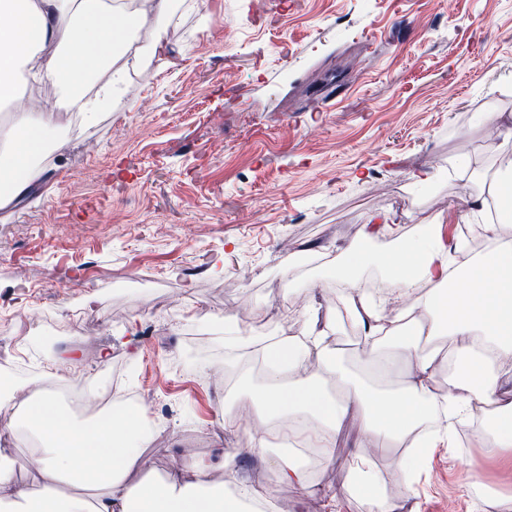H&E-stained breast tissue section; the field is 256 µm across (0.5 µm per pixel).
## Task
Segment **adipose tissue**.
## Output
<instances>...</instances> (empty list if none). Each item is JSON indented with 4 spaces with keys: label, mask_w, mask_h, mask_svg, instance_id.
Masks as SVG:
<instances>
[{
    "label": "adipose tissue",
    "mask_w": 512,
    "mask_h": 512,
    "mask_svg": "<svg viewBox=\"0 0 512 512\" xmlns=\"http://www.w3.org/2000/svg\"><path fill=\"white\" fill-rule=\"evenodd\" d=\"M170 0H0V101L10 98L26 77L50 82L71 106L94 119L122 90L128 72L115 52L147 20H164ZM42 109L17 110L0 127L8 160V186L0 201L20 196L37 176L35 159L45 144L64 149ZM465 204L480 218L482 254L470 253L465 237L445 254L440 225H427L418 237L397 243L390 215L373 216L364 238L384 236L393 248L366 258L351 249L345 266L373 263L396 282L393 292H372L355 277L347 316L363 332L360 354L381 380L398 379L396 390L374 391L339 357L329 339L336 327L321 321L316 306L306 310L297 336L249 335L224 327V362L242 367L260 353L263 380L247 396L259 410L261 429L244 446L261 451L273 431H290L321 458L332 455L346 417L357 419L363 435L402 447L396 472L413 480L420 459L438 440L471 429L488 453L512 452V399L500 378L512 364V153H501L490 180L478 182ZM59 360L45 358L23 407L0 386V410H19L13 431L37 456L32 484L18 482L13 462L0 461V512H273L269 493L247 485H211L210 466L190 465L167 482L124 485L153 427L144 408L81 422L46 392L43 380L57 377ZM448 373V391L433 392L436 377ZM386 477L369 457L356 455L352 478L342 490H329L322 506L337 512L342 496H356L364 512H398L385 492Z\"/></svg>",
    "instance_id": "ef3b65f1"
}]
</instances>
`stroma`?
<instances>
[{
	"label": "stroma",
	"instance_id": "obj_1",
	"mask_svg": "<svg viewBox=\"0 0 512 512\" xmlns=\"http://www.w3.org/2000/svg\"><path fill=\"white\" fill-rule=\"evenodd\" d=\"M167 58L145 56L118 106L93 124L60 120L65 151L0 208V362L20 386L39 365L30 340L75 347L81 390L141 389L157 429L143 474L164 480L197 460L214 485L271 492L278 512H322L320 498L280 482L296 460L285 438L253 453L256 416L224 359V320L264 317L241 333L302 329L316 304L334 343L361 370L362 331L345 314L337 273L369 218L392 216L403 239L470 219L465 164L493 171L512 150V0H174ZM504 135L486 136L488 115ZM92 142L84 151L83 142ZM426 172L431 184L415 183ZM234 406L238 431L224 429ZM392 470L397 449L359 442L344 422L323 481L343 486L356 452ZM231 465H223V457ZM512 496V457L486 456L471 431L392 479L398 512H475V485Z\"/></svg>",
	"mask_w": 512,
	"mask_h": 512
}]
</instances>
